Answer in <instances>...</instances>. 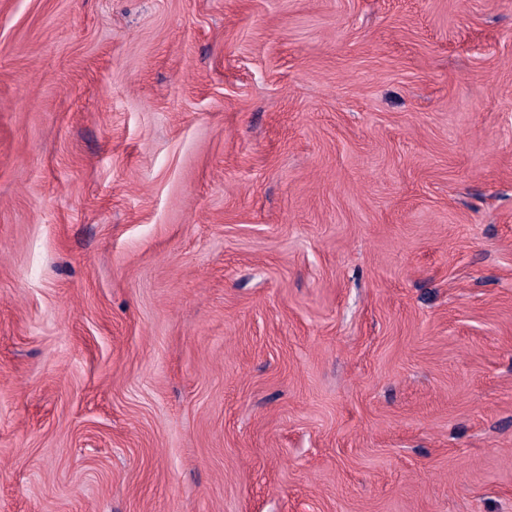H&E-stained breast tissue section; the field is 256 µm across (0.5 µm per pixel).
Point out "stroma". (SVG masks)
I'll return each instance as SVG.
<instances>
[{"label":"stroma","instance_id":"obj_1","mask_svg":"<svg viewBox=\"0 0 512 512\" xmlns=\"http://www.w3.org/2000/svg\"><path fill=\"white\" fill-rule=\"evenodd\" d=\"M0 512H512V0H0Z\"/></svg>","mask_w":512,"mask_h":512}]
</instances>
